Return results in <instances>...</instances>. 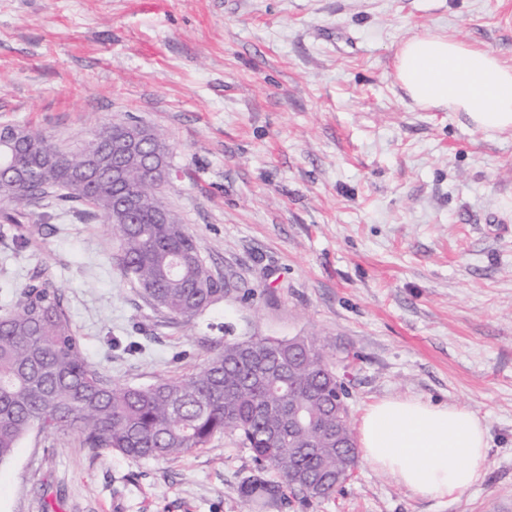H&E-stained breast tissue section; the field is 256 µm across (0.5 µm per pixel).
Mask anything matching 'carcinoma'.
I'll list each match as a JSON object with an SVG mask.
<instances>
[{
  "mask_svg": "<svg viewBox=\"0 0 512 512\" xmlns=\"http://www.w3.org/2000/svg\"><path fill=\"white\" fill-rule=\"evenodd\" d=\"M17 134L12 151L38 178L27 186L1 180V206L56 194L89 207L119 240L124 275L143 298L183 324L224 295L185 225L154 223L162 197L144 173L130 171L126 184L145 198L135 224L112 223L111 184L82 187L75 181L85 159L110 151L112 124H102L80 151L55 158L43 132L24 128ZM6 220L21 247L40 231L22 224L18 214ZM302 342L309 353L301 357L291 388L288 341L270 338L256 341L248 353L226 341L190 374L145 386L115 385L85 355L57 276L42 263L14 293L9 315L0 318V464L34 428L75 431L93 453L115 451L133 461L183 456L229 431L258 464L243 482V512H282L286 488L306 501L328 499L336 492V475L356 465L357 452L336 447V430L352 433L342 384L315 341ZM305 394L306 426L290 437L288 410ZM268 470L278 482L265 478Z\"/></svg>",
  "mask_w": 512,
  "mask_h": 512,
  "instance_id": "obj_1",
  "label": "carcinoma"
}]
</instances>
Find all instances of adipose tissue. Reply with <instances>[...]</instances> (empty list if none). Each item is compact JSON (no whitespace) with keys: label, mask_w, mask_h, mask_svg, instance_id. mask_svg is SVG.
Segmentation results:
<instances>
[{"label":"adipose tissue","mask_w":512,"mask_h":512,"mask_svg":"<svg viewBox=\"0 0 512 512\" xmlns=\"http://www.w3.org/2000/svg\"><path fill=\"white\" fill-rule=\"evenodd\" d=\"M393 66L412 104L464 113L485 132L512 129V66L490 51L418 33L401 43ZM358 435L368 465L424 498L462 494L485 467L488 427L463 405L386 399L361 416Z\"/></svg>","instance_id":"1"}]
</instances>
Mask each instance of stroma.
<instances>
[{
  "label": "stroma",
  "mask_w": 512,
  "mask_h": 512,
  "mask_svg": "<svg viewBox=\"0 0 512 512\" xmlns=\"http://www.w3.org/2000/svg\"><path fill=\"white\" fill-rule=\"evenodd\" d=\"M431 31L512 65V0H0V126L65 150L100 124L162 134L166 206L224 295L191 324L153 309L102 219L28 206L0 244V315L49 262L88 359L119 385L191 373L225 336L317 339L351 423L390 398L484 419L482 478L443 500L359 464L283 512H512V130L409 104L397 46ZM237 436L165 460L92 456L33 431L0 465V512H240Z\"/></svg>",
  "instance_id": "35a3bbf8"
}]
</instances>
